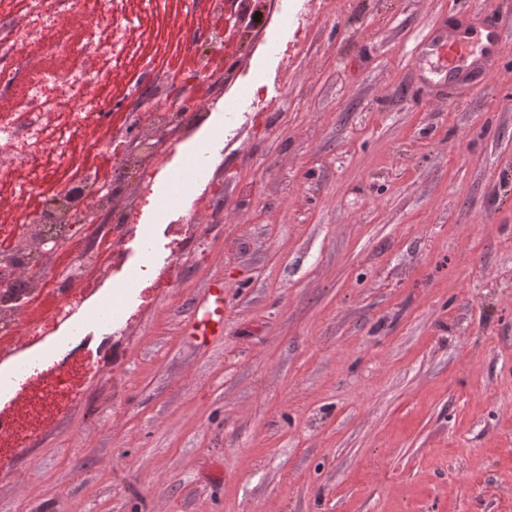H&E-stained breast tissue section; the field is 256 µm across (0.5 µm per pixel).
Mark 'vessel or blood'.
<instances>
[{
    "mask_svg": "<svg viewBox=\"0 0 512 512\" xmlns=\"http://www.w3.org/2000/svg\"><path fill=\"white\" fill-rule=\"evenodd\" d=\"M503 39V24L497 14H490L479 29L458 27L447 31L431 27L413 48L416 64L428 68L433 77L452 83L462 66L470 64L476 84H483L489 76V61L496 55ZM223 321L222 307H203L193 324L195 335L206 337Z\"/></svg>",
    "mask_w": 512,
    "mask_h": 512,
    "instance_id": "vessel-or-blood-1",
    "label": "vessel or blood"
}]
</instances>
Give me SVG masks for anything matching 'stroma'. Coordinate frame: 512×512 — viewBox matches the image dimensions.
Here are the masks:
<instances>
[{
    "label": "stroma",
    "mask_w": 512,
    "mask_h": 512,
    "mask_svg": "<svg viewBox=\"0 0 512 512\" xmlns=\"http://www.w3.org/2000/svg\"><path fill=\"white\" fill-rule=\"evenodd\" d=\"M239 2L129 8L144 59L98 86L101 126L148 88L285 95L225 138L203 235L124 332L68 358L74 392L0 460V512H512V0H319L283 66L274 0H249L228 69ZM487 11L488 83L422 85L414 41ZM182 26L202 35L168 79L151 50ZM222 321V306H216L213 309L210 306L203 307L202 311L198 313L197 321L193 324V334L206 338L220 326Z\"/></svg>",
    "instance_id": "1"
}]
</instances>
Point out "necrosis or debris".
Returning a JSON list of instances; mask_svg holds the SVG:
<instances>
[{"label": "necrosis or debris", "mask_w": 512, "mask_h": 512, "mask_svg": "<svg viewBox=\"0 0 512 512\" xmlns=\"http://www.w3.org/2000/svg\"><path fill=\"white\" fill-rule=\"evenodd\" d=\"M99 9L77 57L62 71L42 70L28 77L26 92L8 110H0V184L12 180L19 167H28L23 184L25 193L39 191L46 178L44 161L65 166L73 159L72 147L84 136L86 118L99 115L100 99L94 86L110 78L113 71L131 55L137 46L127 20V0H98ZM88 0H0V86L9 87L20 69L22 54L34 56L60 54L66 44L69 23L85 16ZM216 104L206 103L192 112H180L170 101L156 100L147 108L142 133L154 138L158 131L175 124L190 133L193 143L162 156L148 165L140 204L113 215L111 233H104L97 217L112 206L113 196L98 192L94 179L84 178L64 190L76 206L64 212L45 208L38 227L43 231L70 232L72 225L84 228L86 246L79 264L88 268L98 258L100 242L112 250V269L116 276L107 288L87 301L83 314L96 329L120 331L131 318L146 288L156 280L155 273L126 278L121 274L129 258L126 236L130 223H137L144 238L154 236L153 227L165 222L163 236L175 241L179 235L176 217L192 203L193 188L204 184L203 161L208 152L224 144V121ZM24 251L0 253V268L10 267L8 276L0 277V336L12 338L19 331L37 336L57 325L61 310L72 309L75 299L63 279L52 282L57 306L47 312L36 325L20 328L17 313L25 306L36 288L24 281L21 271L32 262ZM83 331L67 329L53 347L29 360L30 368H54V389L40 399V406L53 403L56 391L70 388L73 374L60 363V352L80 345Z\"/></svg>", "instance_id": "obj_1"}]
</instances>
